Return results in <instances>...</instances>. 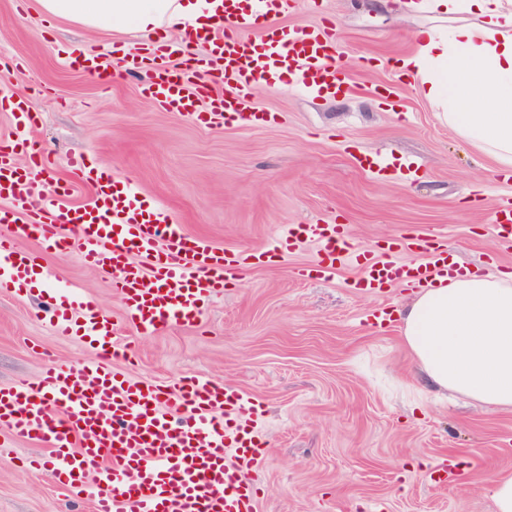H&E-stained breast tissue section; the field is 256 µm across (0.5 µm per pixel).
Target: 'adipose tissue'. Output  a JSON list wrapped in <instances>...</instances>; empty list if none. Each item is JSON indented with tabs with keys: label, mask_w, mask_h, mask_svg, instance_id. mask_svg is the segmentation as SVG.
Wrapping results in <instances>:
<instances>
[{
	"label": "adipose tissue",
	"mask_w": 512,
	"mask_h": 512,
	"mask_svg": "<svg viewBox=\"0 0 512 512\" xmlns=\"http://www.w3.org/2000/svg\"><path fill=\"white\" fill-rule=\"evenodd\" d=\"M44 16L91 31L128 29L146 36L165 27L208 25L209 0H37ZM397 15L430 13L450 34L429 27L397 58L449 127L512 170V0H383ZM401 341L434 389L487 409L512 410V274L463 270L439 277L399 310Z\"/></svg>",
	"instance_id": "obj_1"
}]
</instances>
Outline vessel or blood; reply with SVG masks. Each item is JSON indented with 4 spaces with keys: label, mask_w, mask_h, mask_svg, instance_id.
Segmentation results:
<instances>
[{
    "label": "vessel or blood",
    "mask_w": 512,
    "mask_h": 512,
    "mask_svg": "<svg viewBox=\"0 0 512 512\" xmlns=\"http://www.w3.org/2000/svg\"><path fill=\"white\" fill-rule=\"evenodd\" d=\"M220 2L215 22L201 35L224 61L223 90L211 95L209 111L195 109L197 92L175 65L178 43L161 38L122 49L126 69L154 72L148 94L161 108L194 113L208 125L248 126L260 118L246 107L257 82L287 78L317 91L341 83L334 22L283 26L278 18L292 0ZM0 108L15 122L11 145L0 147V197L22 203L44 192L45 162L30 138L36 117L22 98L1 97ZM21 152L28 153V165L16 163ZM70 166L55 205L23 212L0 231V288L27 293L53 277L39 253L20 249L21 240L34 237L61 253L75 246L88 268L109 278L125 317L113 321L78 289L53 294L55 330L92 346L98 357L68 371L51 363L37 381L1 387L0 427L15 441H48L59 486L75 496L91 493L94 512H257L264 444L245 423L260 416L259 404L197 376L171 386L118 374L110 363L127 356L128 331L198 327L209 300L266 252L219 248L190 235L161 205L146 204L129 181L86 155L72 156ZM83 186L92 189L90 201L69 204ZM488 222L496 239L512 243V200L495 204ZM308 242L317 246L313 272L328 279L337 267L357 263L361 273L353 285L371 293L448 271L446 242L415 238L420 263L391 251L374 258L357 252L346 225L331 222L290 226L276 250L283 255Z\"/></svg>",
    "instance_id": "obj_1"
}]
</instances>
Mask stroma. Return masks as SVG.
Listing matches in <instances>:
<instances>
[{
    "label": "stroma",
    "instance_id": "obj_1",
    "mask_svg": "<svg viewBox=\"0 0 512 512\" xmlns=\"http://www.w3.org/2000/svg\"><path fill=\"white\" fill-rule=\"evenodd\" d=\"M327 18L346 85L329 95L257 85L251 109L272 120L252 127H205L162 110L145 93L150 72L109 60L113 43L129 47L140 35L46 18L36 0H0V61L9 67L0 87L37 115L31 137L50 165L46 182L66 181L71 155L84 153L213 245L270 248L287 226L340 219L359 250L381 253L424 231L462 267L512 273V250L488 229L489 208L512 198V177L493 173L392 65L431 16H396L379 0H294L281 22ZM71 53L105 57L108 79L65 64ZM380 157L397 163L393 175L369 167ZM315 254L309 245L248 269L209 303L199 329L134 338V362L119 370L170 385L196 375L261 402L258 512H492L483 487L512 470V412L433 390L415 374L399 323L367 321L376 305L405 307L413 287L355 292L354 265L331 279L298 276ZM45 263L120 320L108 278L77 251H46ZM47 300L0 289V386L37 378L50 363L95 359L92 347L53 332ZM441 464L467 472V485L426 481ZM0 512H91V503L64 494L45 446L8 443Z\"/></svg>",
    "mask_w": 512,
    "mask_h": 512
}]
</instances>
